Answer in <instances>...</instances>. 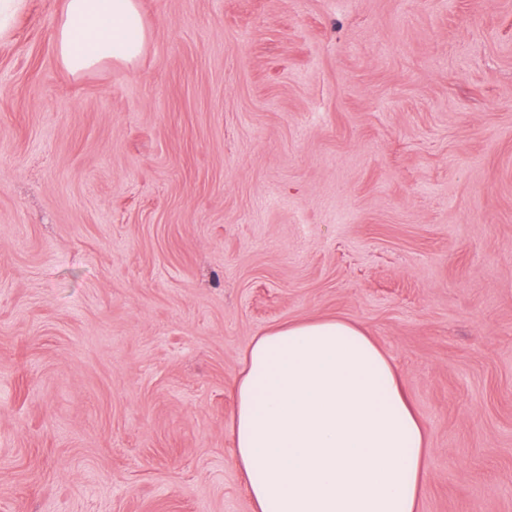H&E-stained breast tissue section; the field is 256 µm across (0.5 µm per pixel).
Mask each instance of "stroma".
<instances>
[{
    "label": "stroma",
    "instance_id": "35a3bbf8",
    "mask_svg": "<svg viewBox=\"0 0 512 512\" xmlns=\"http://www.w3.org/2000/svg\"><path fill=\"white\" fill-rule=\"evenodd\" d=\"M136 65L0 38V512H253L262 331L360 324L431 453L512 512V0H139Z\"/></svg>",
    "mask_w": 512,
    "mask_h": 512
}]
</instances>
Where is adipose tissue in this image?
<instances>
[{"mask_svg":"<svg viewBox=\"0 0 512 512\" xmlns=\"http://www.w3.org/2000/svg\"><path fill=\"white\" fill-rule=\"evenodd\" d=\"M139 0H65L55 46L78 76L133 63ZM232 392L234 462L254 512H418L430 450L392 359L358 324L291 322L250 343Z\"/></svg>","mask_w":512,"mask_h":512,"instance_id":"obj_1","label":"adipose tissue"}]
</instances>
